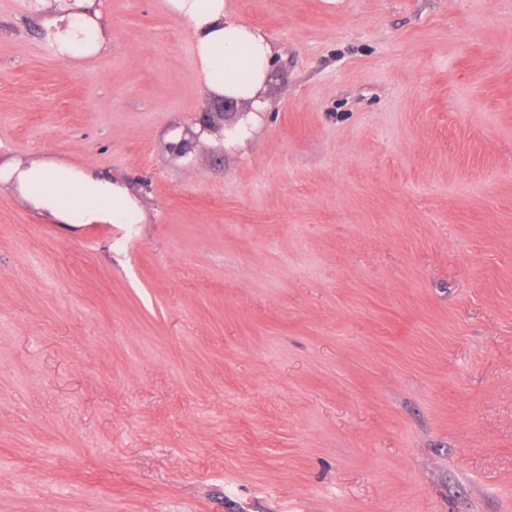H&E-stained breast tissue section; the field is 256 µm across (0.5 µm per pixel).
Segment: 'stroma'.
<instances>
[{
	"instance_id": "1",
	"label": "stroma",
	"mask_w": 512,
	"mask_h": 512,
	"mask_svg": "<svg viewBox=\"0 0 512 512\" xmlns=\"http://www.w3.org/2000/svg\"><path fill=\"white\" fill-rule=\"evenodd\" d=\"M225 3L268 108L203 135L167 0L79 64L0 0V168L142 215L0 179V512H512V0ZM7 174L8 178L16 176L23 194L37 207L68 224H91L105 218L113 224L141 220L135 202L123 190L73 167L16 161Z\"/></svg>"
}]
</instances>
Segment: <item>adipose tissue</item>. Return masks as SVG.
<instances>
[{
	"instance_id": "ef3b65f1",
	"label": "adipose tissue",
	"mask_w": 512,
	"mask_h": 512,
	"mask_svg": "<svg viewBox=\"0 0 512 512\" xmlns=\"http://www.w3.org/2000/svg\"><path fill=\"white\" fill-rule=\"evenodd\" d=\"M192 35L199 79L217 96L250 102L265 111L263 92L270 80L273 45L260 30L230 19L224 0H168ZM94 0H58L57 17L47 27L46 42L62 59L85 58L99 48L100 18L89 15ZM37 207L70 224L105 218L115 224L140 219L135 202L120 188L64 165L14 162L7 170Z\"/></svg>"
}]
</instances>
